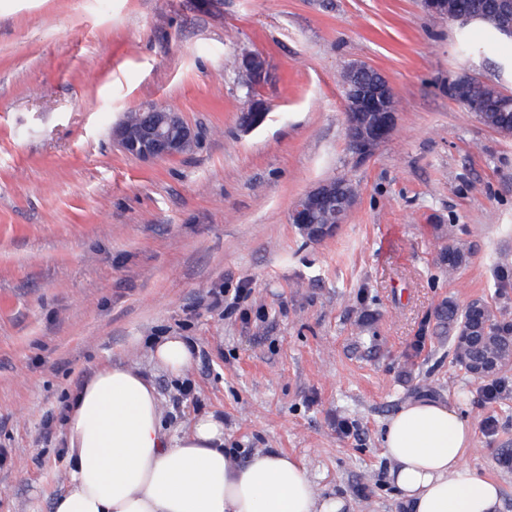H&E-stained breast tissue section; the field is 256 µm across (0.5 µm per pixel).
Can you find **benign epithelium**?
I'll list each match as a JSON object with an SVG mask.
<instances>
[{
	"instance_id": "7a95c632",
	"label": "benign epithelium",
	"mask_w": 512,
	"mask_h": 512,
	"mask_svg": "<svg viewBox=\"0 0 512 512\" xmlns=\"http://www.w3.org/2000/svg\"><path fill=\"white\" fill-rule=\"evenodd\" d=\"M492 20L506 31H512V0H501ZM245 69L241 70L244 82L260 84L268 74V64L262 55L246 52L240 56ZM374 67L354 62L346 72L345 109L346 132L351 149L361 160L371 156L377 147L389 140L398 125V110L394 104L395 92L388 80L369 83L364 75ZM269 105L266 100L252 95L238 115V124L245 132L263 124ZM141 114L139 127L129 128L122 123L113 130L118 143L129 148L130 155L147 160L163 159L185 152L196 139L194 130L180 112L170 106L143 105L136 108ZM356 195L346 192L343 185L334 180L321 182L302 194L293 203L289 223L296 225L314 240H322L334 234L354 206ZM512 363V354L492 352L482 366L474 370V376L491 379L500 368Z\"/></svg>"
}]
</instances>
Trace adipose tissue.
I'll return each mask as SVG.
<instances>
[{
  "label": "adipose tissue",
  "instance_id": "ef3b65f1",
  "mask_svg": "<svg viewBox=\"0 0 512 512\" xmlns=\"http://www.w3.org/2000/svg\"><path fill=\"white\" fill-rule=\"evenodd\" d=\"M63 437L71 468L51 512H341L322 497L303 461L254 452L245 462L224 446V423L191 419L178 437L162 423L151 377L127 366L95 372L70 401ZM472 427L430 399L404 404L382 447L399 498L411 512H500L498 483L464 462Z\"/></svg>",
  "mask_w": 512,
  "mask_h": 512
}]
</instances>
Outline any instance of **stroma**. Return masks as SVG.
Here are the masks:
<instances>
[{"label":"stroma","mask_w":512,"mask_h":512,"mask_svg":"<svg viewBox=\"0 0 512 512\" xmlns=\"http://www.w3.org/2000/svg\"><path fill=\"white\" fill-rule=\"evenodd\" d=\"M245 52L269 62L250 132ZM354 61L398 101L396 133L364 160L340 84ZM464 76L512 94V39L418 0H0V512H50L66 402L117 364L153 379L169 433L213 414L226 447L301 459L345 512H406L382 431L429 395L468 419L465 461L512 512V393L480 403L435 331L448 302L512 321V136L449 95ZM149 103L179 110L192 150L121 148L113 127ZM336 178L358 201L309 240L292 203ZM457 241L471 255L451 272L438 254ZM213 288L243 289L240 311L209 309ZM161 336L189 340L181 376L153 361ZM186 382L198 402L179 401ZM238 115V124L242 131H252L263 124L267 117L269 105L266 100L251 95Z\"/></svg>","instance_id":"1"}]
</instances>
